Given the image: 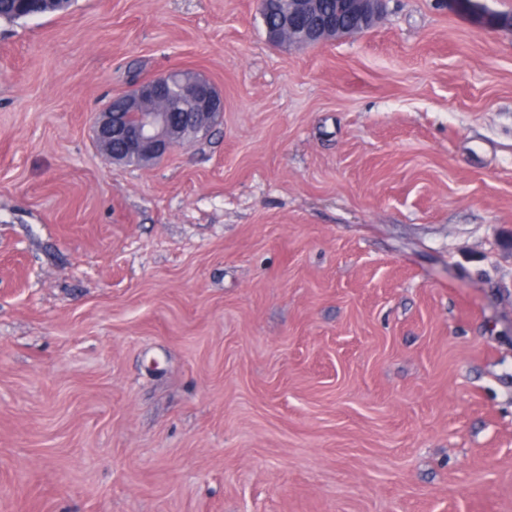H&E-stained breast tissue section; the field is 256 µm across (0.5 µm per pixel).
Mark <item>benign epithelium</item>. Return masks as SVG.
<instances>
[{"instance_id": "7a95c632", "label": "benign epithelium", "mask_w": 512, "mask_h": 512, "mask_svg": "<svg viewBox=\"0 0 512 512\" xmlns=\"http://www.w3.org/2000/svg\"><path fill=\"white\" fill-rule=\"evenodd\" d=\"M383 0H355L351 9L352 28L359 33L372 27L382 15ZM288 37L269 33L270 42L280 46L321 44L339 37L335 23L318 20L312 0H289L285 11ZM132 111L139 116L135 125H128L124 112L105 104L94 113L92 139L109 160L124 163L131 156L144 157L155 163L184 145L183 126L172 119V113L162 109L164 98L186 100L194 105L191 126L195 136L206 134L221 118L224 99L216 87L197 74L174 77L168 72L147 81L134 83L124 94Z\"/></svg>"}]
</instances>
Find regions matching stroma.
I'll return each instance as SVG.
<instances>
[{"label":"stroma","mask_w":512,"mask_h":512,"mask_svg":"<svg viewBox=\"0 0 512 512\" xmlns=\"http://www.w3.org/2000/svg\"><path fill=\"white\" fill-rule=\"evenodd\" d=\"M134 61L224 97L147 167ZM0 512H512V0L1 20ZM312 1L315 0L288 1V8L285 11L288 45H315L342 36L338 33L337 24L318 20L319 14L314 11ZM351 9L352 33L362 32L372 27L382 15L383 0H353Z\"/></svg>","instance_id":"stroma-1"}]
</instances>
